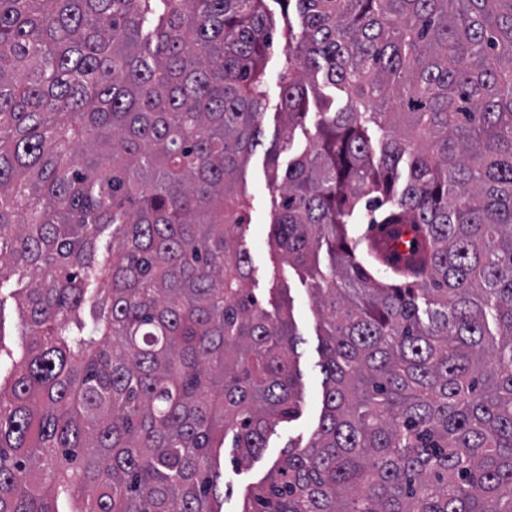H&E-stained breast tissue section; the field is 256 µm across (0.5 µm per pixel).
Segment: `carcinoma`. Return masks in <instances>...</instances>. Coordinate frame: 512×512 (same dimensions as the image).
<instances>
[{
  "label": "carcinoma",
  "instance_id": "cac0c4a2",
  "mask_svg": "<svg viewBox=\"0 0 512 512\" xmlns=\"http://www.w3.org/2000/svg\"><path fill=\"white\" fill-rule=\"evenodd\" d=\"M286 2L271 238L323 410L239 512H512V0ZM274 32L266 0H0V512H222L226 440L297 417L242 240ZM320 79L347 104L281 174Z\"/></svg>",
  "mask_w": 512,
  "mask_h": 512
}]
</instances>
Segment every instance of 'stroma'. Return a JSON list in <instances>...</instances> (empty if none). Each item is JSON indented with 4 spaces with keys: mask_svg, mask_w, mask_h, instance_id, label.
I'll return each instance as SVG.
<instances>
[{
    "mask_svg": "<svg viewBox=\"0 0 512 512\" xmlns=\"http://www.w3.org/2000/svg\"><path fill=\"white\" fill-rule=\"evenodd\" d=\"M284 59V44L274 40L265 54L269 96L261 118L262 145L250 156L241 174L245 192L250 200L251 222L244 233L243 244L250 254L253 273L246 287L260 301H268L273 289H280L289 300L292 320L300 338L297 347V369L300 392V415L296 420L279 424L267 439L262 453L246 465L238 464L232 449L221 451V482L233 491L224 501L223 512H237L246 488L267 477L288 444L306 446L317 430L322 414L321 338L318 318L310 294L294 269L282 263L269 245L271 194L270 165L266 148L274 139L282 138L279 76Z\"/></svg>",
    "mask_w": 512,
    "mask_h": 512,
    "instance_id": "obj_1",
    "label": "stroma"
}]
</instances>
